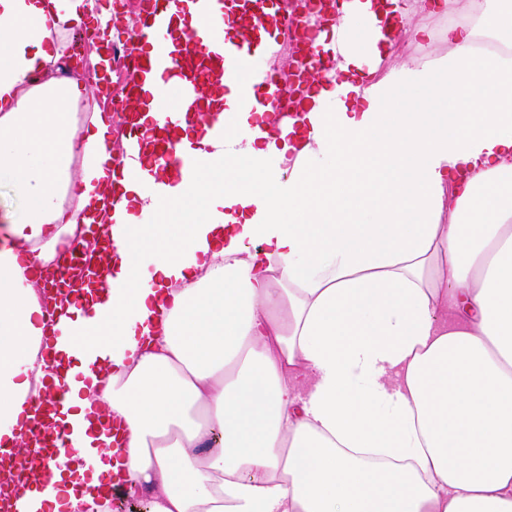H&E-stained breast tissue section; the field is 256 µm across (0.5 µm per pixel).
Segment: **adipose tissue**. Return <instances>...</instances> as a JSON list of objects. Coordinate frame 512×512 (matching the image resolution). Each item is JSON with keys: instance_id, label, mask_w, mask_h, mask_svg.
Masks as SVG:
<instances>
[{"instance_id": "1", "label": "adipose tissue", "mask_w": 512, "mask_h": 512, "mask_svg": "<svg viewBox=\"0 0 512 512\" xmlns=\"http://www.w3.org/2000/svg\"><path fill=\"white\" fill-rule=\"evenodd\" d=\"M390 2L446 53L385 68L344 0L298 128L215 96L222 167L159 187L69 75L111 9L0 0V450L60 377L76 450L23 512H512V0ZM93 224L106 288L51 302Z\"/></svg>"}]
</instances>
